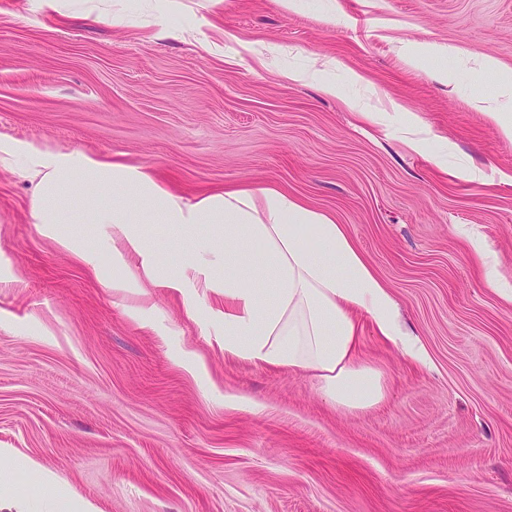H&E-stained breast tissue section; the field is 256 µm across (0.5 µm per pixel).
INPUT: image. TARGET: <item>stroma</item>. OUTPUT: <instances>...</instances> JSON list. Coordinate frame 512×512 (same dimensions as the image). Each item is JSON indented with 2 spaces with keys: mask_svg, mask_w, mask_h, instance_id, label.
I'll list each match as a JSON object with an SVG mask.
<instances>
[{
  "mask_svg": "<svg viewBox=\"0 0 512 512\" xmlns=\"http://www.w3.org/2000/svg\"><path fill=\"white\" fill-rule=\"evenodd\" d=\"M79 2L0 0V141L146 165L188 198L287 191L344 225L432 366L364 323L387 397L338 408L304 373L225 356L223 324L177 295L113 297L111 238L76 224L95 263L66 252L0 169V448L27 512H56L33 462L97 512H512V303L467 237L512 280V140L474 106L512 72V0H181L177 38L132 0L97 22ZM292 68L335 72L336 92ZM474 252L482 259L484 267V278L487 284L494 287L500 296L508 302H512V285L504 280L497 267L486 259V249L483 242L478 238L472 239Z\"/></svg>",
  "mask_w": 512,
  "mask_h": 512,
  "instance_id": "1",
  "label": "stroma"
}]
</instances>
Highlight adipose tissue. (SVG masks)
Returning a JSON list of instances; mask_svg holds the SVG:
<instances>
[{"label": "adipose tissue", "mask_w": 512, "mask_h": 512, "mask_svg": "<svg viewBox=\"0 0 512 512\" xmlns=\"http://www.w3.org/2000/svg\"><path fill=\"white\" fill-rule=\"evenodd\" d=\"M0 167L31 180L30 222L86 264L93 256L67 225L111 230L113 295L125 300L150 286L168 289L189 315L223 321L226 356L309 373L338 407L368 410L386 397L383 371L356 360L362 319L413 361L430 362L343 225L277 188L190 201L147 167L36 142L0 143ZM156 222L176 239L177 262L165 260L148 233Z\"/></svg>", "instance_id": "adipose-tissue-1"}]
</instances>
